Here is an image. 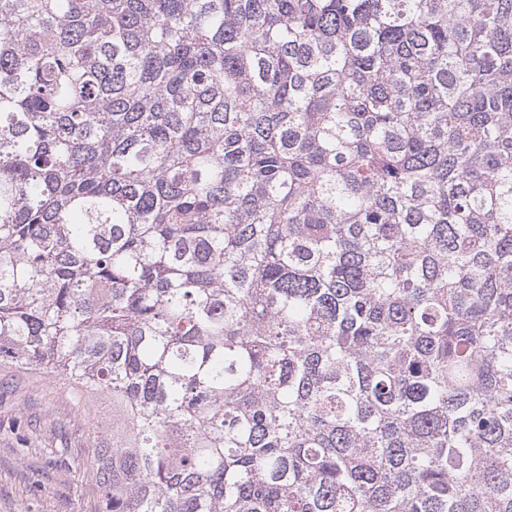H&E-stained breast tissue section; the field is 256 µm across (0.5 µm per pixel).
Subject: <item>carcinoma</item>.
Segmentation results:
<instances>
[{"label": "carcinoma", "instance_id": "carcinoma-1", "mask_svg": "<svg viewBox=\"0 0 512 512\" xmlns=\"http://www.w3.org/2000/svg\"><path fill=\"white\" fill-rule=\"evenodd\" d=\"M1 362L101 512H512V0H0Z\"/></svg>", "mask_w": 512, "mask_h": 512}]
</instances>
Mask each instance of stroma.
Instances as JSON below:
<instances>
[{"label": "stroma", "mask_w": 512, "mask_h": 512, "mask_svg": "<svg viewBox=\"0 0 512 512\" xmlns=\"http://www.w3.org/2000/svg\"><path fill=\"white\" fill-rule=\"evenodd\" d=\"M108 398L43 370L0 364V512H98L90 465Z\"/></svg>", "instance_id": "35a3bbf8"}]
</instances>
